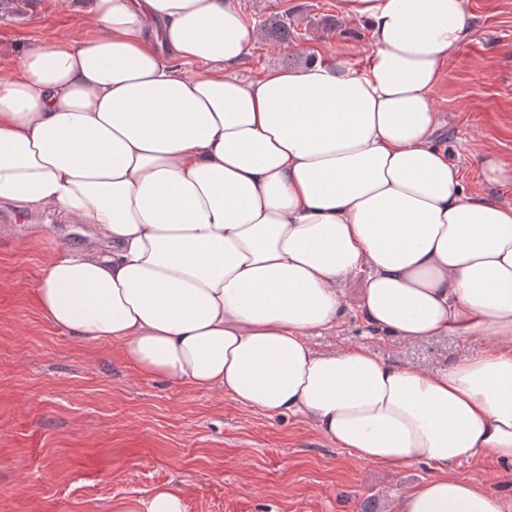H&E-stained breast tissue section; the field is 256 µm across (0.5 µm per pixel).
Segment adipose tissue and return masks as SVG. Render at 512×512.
<instances>
[{"mask_svg": "<svg viewBox=\"0 0 512 512\" xmlns=\"http://www.w3.org/2000/svg\"><path fill=\"white\" fill-rule=\"evenodd\" d=\"M372 47L253 79L236 0H91V39L0 73V200L91 224L35 288L51 325L140 373L306 419L358 458L438 476L395 512H505L448 472L512 462V206L464 192L431 94L473 27L465 0H340ZM368 326L494 348L429 373L319 353L337 282Z\"/></svg>", "mask_w": 512, "mask_h": 512, "instance_id": "obj_1", "label": "adipose tissue"}]
</instances>
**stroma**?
Returning a JSON list of instances; mask_svg holds the SVG:
<instances>
[{
  "mask_svg": "<svg viewBox=\"0 0 512 512\" xmlns=\"http://www.w3.org/2000/svg\"><path fill=\"white\" fill-rule=\"evenodd\" d=\"M259 33L242 71L296 70L343 60L359 69L371 47L362 21L338 0H237ZM90 0H9L0 6V71L33 46L92 33ZM474 32L445 66L433 93L437 138L464 189L512 204V184L488 182L486 153L512 166V0H466ZM287 20L280 42L265 30ZM90 224L0 201V512H115L157 486L181 484L185 512H391L434 476L419 462L391 471L333 444L305 419L248 408L221 391L138 374L118 345L79 341L39 314L33 289L49 255L94 238ZM367 273L339 280L336 324L309 336L316 350L365 345L385 361L430 372L490 342L454 334L410 343L376 332L361 316ZM452 474L512 507V463L486 456Z\"/></svg>",
  "mask_w": 512,
  "mask_h": 512,
  "instance_id": "stroma-1",
  "label": "stroma"
}]
</instances>
